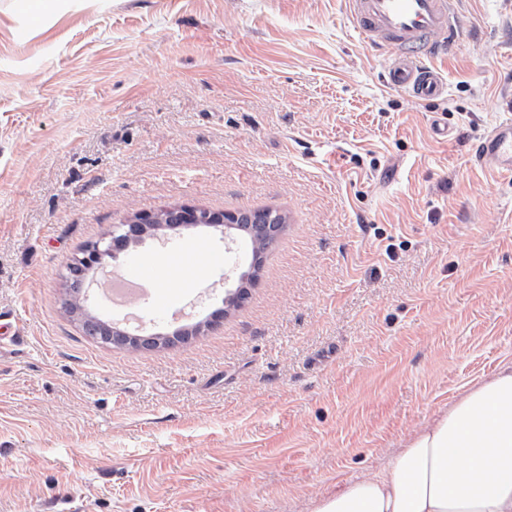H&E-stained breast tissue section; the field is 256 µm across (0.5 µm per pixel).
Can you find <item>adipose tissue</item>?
<instances>
[{
    "instance_id": "1",
    "label": "adipose tissue",
    "mask_w": 512,
    "mask_h": 512,
    "mask_svg": "<svg viewBox=\"0 0 512 512\" xmlns=\"http://www.w3.org/2000/svg\"><path fill=\"white\" fill-rule=\"evenodd\" d=\"M309 512H512V361Z\"/></svg>"
}]
</instances>
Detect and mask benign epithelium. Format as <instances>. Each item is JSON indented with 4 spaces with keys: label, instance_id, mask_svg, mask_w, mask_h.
Returning a JSON list of instances; mask_svg holds the SVG:
<instances>
[{
    "label": "benign epithelium",
    "instance_id": "benign-epithelium-1",
    "mask_svg": "<svg viewBox=\"0 0 512 512\" xmlns=\"http://www.w3.org/2000/svg\"><path fill=\"white\" fill-rule=\"evenodd\" d=\"M238 219L239 216L236 213H218L192 205H178L156 213L135 216L123 224L112 225L111 240H102L86 246L81 256L75 258L68 265L66 282L69 298L65 300L66 308L70 313L81 317V324L87 335L117 348L155 349L175 340H185L193 334H199L205 329L212 328L224 318V315L230 310V305L243 302L244 296L241 294V290L225 292L224 309L210 318L196 323L195 328L177 332L173 336H165L138 330L129 331L115 326L111 328L105 322L90 315L85 309L84 302L87 300V293L93 282L82 280V275L94 267H103L105 257L123 251L129 245L137 244L147 237L156 238L159 236V232L165 229L205 226L221 230L224 237L228 239L232 238V233L241 232L269 241L276 238L283 228L281 215L273 210L255 214L250 217L248 225L238 224Z\"/></svg>",
    "mask_w": 512,
    "mask_h": 512
}]
</instances>
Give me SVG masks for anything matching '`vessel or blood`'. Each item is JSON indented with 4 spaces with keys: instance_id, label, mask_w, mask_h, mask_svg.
<instances>
[{
    "instance_id": "obj_1",
    "label": "vessel or blood",
    "mask_w": 512,
    "mask_h": 512,
    "mask_svg": "<svg viewBox=\"0 0 512 512\" xmlns=\"http://www.w3.org/2000/svg\"><path fill=\"white\" fill-rule=\"evenodd\" d=\"M358 32L369 46H394L396 54L387 71L392 88L408 92L417 99L441 97L447 90L435 59L453 55L464 31L452 0H351ZM476 161L489 170L512 175V115L497 122L475 146ZM170 273L179 278L204 277L188 253L171 254ZM131 284L130 299L148 288L153 277L148 265L129 258L123 274Z\"/></svg>"
}]
</instances>
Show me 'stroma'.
I'll return each mask as SVG.
<instances>
[{"label":"stroma","mask_w":512,"mask_h":512,"mask_svg":"<svg viewBox=\"0 0 512 512\" xmlns=\"http://www.w3.org/2000/svg\"><path fill=\"white\" fill-rule=\"evenodd\" d=\"M457 12L417 101L348 0H0V512H308L512 360V176L470 154L512 107V0ZM175 204L288 224L220 326L85 335L68 262ZM198 241L208 278L155 286L147 331L222 308L249 245L106 258Z\"/></svg>","instance_id":"stroma-1"}]
</instances>
